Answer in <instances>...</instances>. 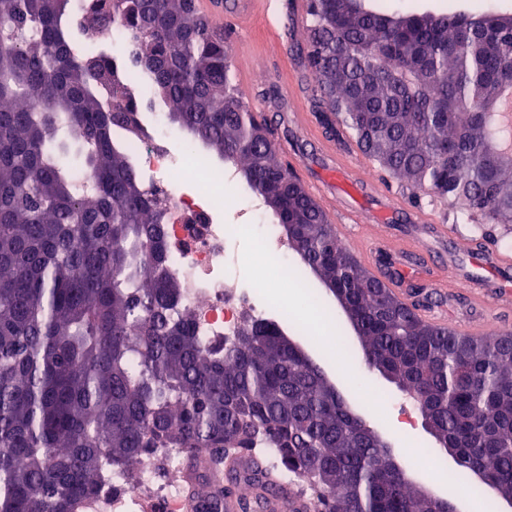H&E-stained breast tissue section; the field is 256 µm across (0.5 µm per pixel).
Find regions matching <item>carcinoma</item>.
<instances>
[{
  "label": "carcinoma",
  "mask_w": 512,
  "mask_h": 512,
  "mask_svg": "<svg viewBox=\"0 0 512 512\" xmlns=\"http://www.w3.org/2000/svg\"><path fill=\"white\" fill-rule=\"evenodd\" d=\"M85 38L136 41L168 120L234 165L305 269L354 319L367 368L417 406L480 493L512 499V333L419 318L343 248L316 201L237 97L228 35L186 0H87ZM73 0H0V512H81L105 472L171 450L251 464L224 495L292 475L314 512H449L278 323L243 317L202 341L165 264V200L133 163L139 112L112 103V56L78 51ZM297 50L328 133L389 176L512 224V162L481 112L512 87V13L388 11L308 0ZM41 106L30 111L27 100ZM80 157L87 181L68 162Z\"/></svg>",
  "instance_id": "obj_1"
}]
</instances>
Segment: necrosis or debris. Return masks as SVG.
I'll return each mask as SVG.
<instances>
[{
  "instance_id": "1",
  "label": "necrosis or debris",
  "mask_w": 512,
  "mask_h": 512,
  "mask_svg": "<svg viewBox=\"0 0 512 512\" xmlns=\"http://www.w3.org/2000/svg\"><path fill=\"white\" fill-rule=\"evenodd\" d=\"M173 130L165 113H154L146 138L135 141L134 150L150 192L169 201L166 213L168 268L179 281L182 308L193 311L202 339L233 336L243 312L265 319L272 313L259 286L241 287L237 276L238 242L250 232L261 254H273L296 264L278 225L268 223L256 200L234 201L231 208L245 216V224L224 221L219 200L225 182L234 180L233 166L204 168L191 147L172 153L168 147ZM179 453L169 452L164 461L149 457L133 475L110 473L107 490L89 500L84 512H184L186 503L177 481Z\"/></svg>"
}]
</instances>
